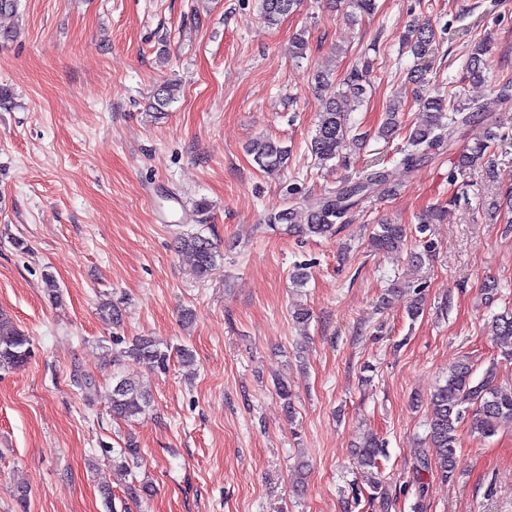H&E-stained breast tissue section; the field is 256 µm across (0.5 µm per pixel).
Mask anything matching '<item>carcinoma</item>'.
Segmentation results:
<instances>
[{"label": "carcinoma", "instance_id": "cac0c4a2", "mask_svg": "<svg viewBox=\"0 0 512 512\" xmlns=\"http://www.w3.org/2000/svg\"><path fill=\"white\" fill-rule=\"evenodd\" d=\"M300 4V0H260V14L269 24H276L281 17L290 14ZM402 42L411 53L422 59L432 50L436 42V33L431 27L414 28L403 36ZM370 64L364 62L353 66L342 82L344 90L341 98L344 103L360 104L366 91L365 84ZM468 78L476 83L487 81L488 64L485 48L479 46L466 59ZM407 81L414 86L415 102L425 116L420 124L408 128L406 132L407 149L401 151L396 165L405 172L413 171L429 157L430 151L451 142L456 130L467 126H480L485 116L480 108L471 103H463L439 90H429L427 69L415 68L407 73ZM177 85L164 83L154 95V109L159 111L175 99ZM399 105L392 102L385 112V120L379 134L391 138L402 130ZM366 134L352 133L348 122V110L336 100H327L322 104L311 139L310 149L314 160L320 165L332 162L334 165L348 164L347 149L364 141ZM497 134L485 131L475 137L471 144L460 151L454 162L457 170L464 172L478 166L491 165L489 149ZM254 162L266 173L280 171L288 160V149L270 138L253 141L248 149ZM393 172L380 165L374 159L365 162L354 177L339 180L336 189L319 198L315 207L307 214L306 223H295V209L284 205L271 213L268 222L285 224L298 233L325 237L336 234L347 223V216L360 202L374 196H389L393 191ZM489 211L496 215L500 212L512 214V189L495 197ZM406 227L402 224L382 223L372 237V245L380 251H397L404 244ZM180 251L193 262L197 274L205 279L213 274L217 266L219 250L212 238L198 232L183 233L178 238ZM494 336L500 355L506 361H512V309H506L492 318ZM133 356L149 363L153 368L165 371L170 363L168 345L149 336H140L132 340L125 348L117 351V356ZM32 355L30 338L22 333L11 317L0 311V371L19 370L28 363ZM474 364L468 358H462L448 369V377L436 387L431 396L432 415L427 427L426 440L436 449L437 458L431 460L426 452L418 453L416 472L434 470L436 476L446 481L457 470L456 449L459 445V428L469 421L473 435L490 438L495 435L504 422L512 423V385H503L497 380V364L491 363L480 379H475ZM151 402L150 396L135 382L119 379L112 386L110 412L113 418L132 420L144 414ZM476 406L470 412V406ZM385 442L370 434L357 448L360 462L367 474L373 490H382V481L377 468L380 459L385 457ZM141 449L130 443L121 449L120 457L112 459V464L131 477L124 487L123 512L131 507H141L143 501L150 499L153 485L136 478L133 470L138 468Z\"/></svg>", "mask_w": 512, "mask_h": 512}]
</instances>
